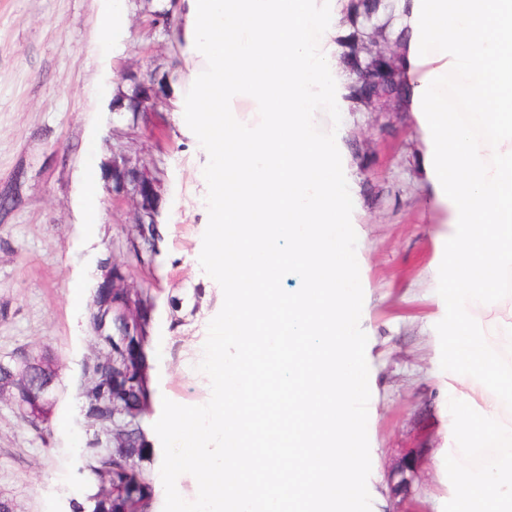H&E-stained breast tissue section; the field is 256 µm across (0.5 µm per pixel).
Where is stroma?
<instances>
[{"label": "stroma", "instance_id": "35a3bbf8", "mask_svg": "<svg viewBox=\"0 0 512 512\" xmlns=\"http://www.w3.org/2000/svg\"><path fill=\"white\" fill-rule=\"evenodd\" d=\"M100 0H0V183L26 171L28 183L0 224L12 246L0 249V358L17 347H50L59 377L71 384L95 350L88 328L98 261L130 217L126 202H102L95 236L76 210L78 175L109 155L112 116L105 106L121 61L138 58L146 38L130 33L114 49L99 37ZM352 148L346 173L358 237L356 257L368 337L371 398L368 490L373 512H450L457 472V370L448 349L458 332L448 303L453 252L448 211L429 198L427 150L412 113L379 101L341 114ZM149 158L164 169L161 254L132 281L153 283L155 338L147 351L153 418L163 399L201 405L208 378L197 371L209 321L220 311V286L199 264L208 211L202 193L206 151L179 113L149 114L143 130ZM180 305H173V298ZM85 437L79 403L67 397L42 435L0 402V497L16 512H70L81 498L78 450ZM422 449L412 489L392 497L400 455Z\"/></svg>", "mask_w": 512, "mask_h": 512}]
</instances>
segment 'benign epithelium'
<instances>
[{
  "instance_id": "obj_1",
  "label": "benign epithelium",
  "mask_w": 512,
  "mask_h": 512,
  "mask_svg": "<svg viewBox=\"0 0 512 512\" xmlns=\"http://www.w3.org/2000/svg\"><path fill=\"white\" fill-rule=\"evenodd\" d=\"M140 27L149 38H164L169 35L166 30L151 25V15L136 12ZM153 45L141 46L143 62H124L116 70L113 82L122 85L132 73L142 79L146 93L140 101V121H145L147 114L157 112L161 107H171V85L169 76H164L151 67L150 58ZM345 67L351 75L348 90L353 101L362 104L381 100L400 102L406 96L405 87L397 80L400 68V51L396 48H377L363 51L352 49L344 58ZM112 144L110 154L104 165V182L112 188V198L129 200L133 206V216L128 230L139 235L148 236V225L157 223L162 200V184L158 178V165L147 167L142 159L132 152V144L137 137V130L126 127L118 128L124 123V101L113 102ZM132 268L127 261L112 259V265L96 280L94 292L107 297L114 288H130ZM155 305L147 301L131 304L126 309L114 311V320L125 328V335L136 336L144 329L153 326ZM130 415L127 409L116 400L112 401V432L125 430ZM423 449L412 448L403 454L400 464L393 472L392 490L401 494L410 488L415 469Z\"/></svg>"
}]
</instances>
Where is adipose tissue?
Wrapping results in <instances>:
<instances>
[{
	"instance_id": "ef3b65f1",
	"label": "adipose tissue",
	"mask_w": 512,
	"mask_h": 512,
	"mask_svg": "<svg viewBox=\"0 0 512 512\" xmlns=\"http://www.w3.org/2000/svg\"><path fill=\"white\" fill-rule=\"evenodd\" d=\"M401 45L407 108L423 131L424 171L448 209L455 255L449 293L458 338L448 352L464 367L460 408L480 399V425L456 432L489 439L512 457V370L503 368L472 323L491 306L507 311L498 285L512 273V0H405ZM512 475L458 476L453 512H503Z\"/></svg>"
}]
</instances>
